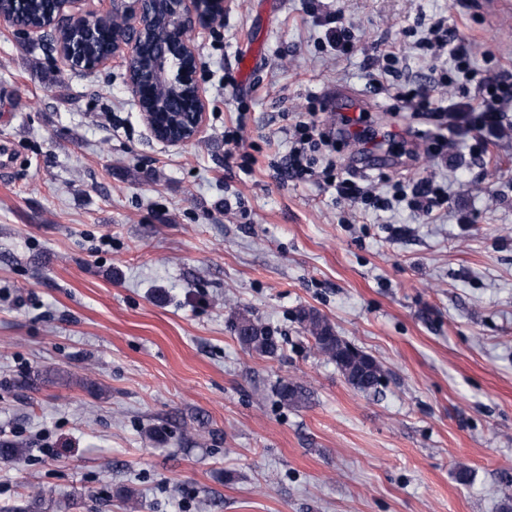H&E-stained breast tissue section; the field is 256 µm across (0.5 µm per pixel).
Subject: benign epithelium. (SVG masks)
Instances as JSON below:
<instances>
[{"label":"benign epithelium","mask_w":512,"mask_h":512,"mask_svg":"<svg viewBox=\"0 0 512 512\" xmlns=\"http://www.w3.org/2000/svg\"><path fill=\"white\" fill-rule=\"evenodd\" d=\"M78 0H58V13L48 22L32 26L24 34L42 38L54 34V47L72 70L92 71L111 63L126 66L127 84L134 104L156 140L168 146H182L200 133L206 112L200 90L201 68L196 36L210 33L224 21V0H109L100 12L75 10ZM172 20V36L145 67L138 65L146 46L154 41V15ZM116 31L112 48L86 59L83 48L99 38L103 25ZM181 92L192 91L191 111L173 114L158 99L160 86Z\"/></svg>","instance_id":"1"}]
</instances>
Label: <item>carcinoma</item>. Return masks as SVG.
I'll list each match as a JSON object with an SVG mask.
<instances>
[{
	"label": "carcinoma",
	"mask_w": 512,
	"mask_h": 512,
	"mask_svg": "<svg viewBox=\"0 0 512 512\" xmlns=\"http://www.w3.org/2000/svg\"><path fill=\"white\" fill-rule=\"evenodd\" d=\"M0 8L15 13V25L24 28L46 20L54 10V3L53 0H24L15 5L11 0H0ZM298 320L311 335L317 349L336 363L353 388L362 393L377 389L381 367L375 360L366 358L351 362L342 358L336 347L343 346V342L336 341L334 327L318 313L304 310L299 313ZM235 332L242 346L259 356H272L278 350L277 338L271 331L246 315L238 318ZM277 396L287 405H296L307 399L304 388L290 382L279 384Z\"/></svg>",
	"instance_id": "cac0c4a2"
}]
</instances>
